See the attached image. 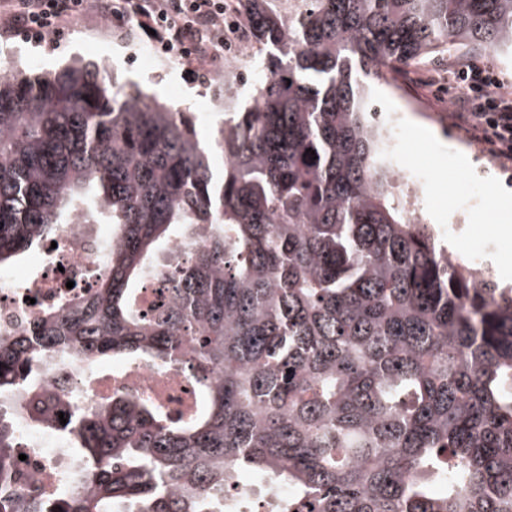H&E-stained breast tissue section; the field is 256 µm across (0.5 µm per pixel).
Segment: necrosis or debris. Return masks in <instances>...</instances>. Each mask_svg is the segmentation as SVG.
I'll return each instance as SVG.
<instances>
[{
    "mask_svg": "<svg viewBox=\"0 0 512 512\" xmlns=\"http://www.w3.org/2000/svg\"><path fill=\"white\" fill-rule=\"evenodd\" d=\"M258 75V59L249 45H237L225 57L224 78L230 94H237ZM111 248L112 237L106 227L76 220L65 226L56 248L44 249L33 257L29 269L1 271L0 335H20L40 308L93 283L104 270ZM117 388L152 392L174 410L191 404L194 398L193 388L182 374L160 373L148 367L133 374H107L96 384L102 394ZM22 436L26 458L16 466V481L31 492H43L66 471L73 456L66 441L54 431L28 427Z\"/></svg>",
    "mask_w": 512,
    "mask_h": 512,
    "instance_id": "obj_1",
    "label": "necrosis or debris"
}]
</instances>
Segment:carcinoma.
<instances>
[{
    "mask_svg": "<svg viewBox=\"0 0 512 512\" xmlns=\"http://www.w3.org/2000/svg\"><path fill=\"white\" fill-rule=\"evenodd\" d=\"M238 2L266 78L208 144L99 65L0 76V268L75 215L112 234L87 292L0 337V488L21 424L76 454L0 512H512V289L410 222L371 94L450 49L511 57L512 0ZM111 358L196 402L97 394ZM68 364L88 377L52 387Z\"/></svg>",
    "mask_w": 512,
    "mask_h": 512,
    "instance_id": "carcinoma-1",
    "label": "carcinoma"
}]
</instances>
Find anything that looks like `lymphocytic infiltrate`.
I'll use <instances>...</instances> for the list:
<instances>
[{
	"mask_svg": "<svg viewBox=\"0 0 512 512\" xmlns=\"http://www.w3.org/2000/svg\"><path fill=\"white\" fill-rule=\"evenodd\" d=\"M224 0H0V35L24 30L37 38L57 33L75 19L95 13L125 14L124 33L145 23L161 34L167 51L205 67L224 54ZM491 66L475 61L455 64L448 88L459 125L479 132L498 157L512 160V93Z\"/></svg>",
	"mask_w": 512,
	"mask_h": 512,
	"instance_id": "lymphocytic-infiltrate-1",
	"label": "lymphocytic infiltrate"
}]
</instances>
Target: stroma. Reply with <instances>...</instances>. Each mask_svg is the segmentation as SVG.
<instances>
[{"mask_svg": "<svg viewBox=\"0 0 512 512\" xmlns=\"http://www.w3.org/2000/svg\"><path fill=\"white\" fill-rule=\"evenodd\" d=\"M125 22V17L120 15L104 19L87 15L51 37L42 40L31 37L23 42L14 34L6 43L18 46L20 68L36 74L54 72L75 56L105 65L114 81L126 90H139L186 112L198 136L212 133L224 121V106L219 102L223 89L219 80L203 83L193 65L184 61L166 71L150 70L126 60L128 44L120 35ZM175 87L180 90L176 96L171 93ZM374 95L382 111L393 113L400 120L395 161L401 168L421 176V206L436 241L445 243L453 239L464 254L494 257L493 278L512 284V239L505 240L491 232L494 224H512V209H498L486 194V185L491 182L512 196V161L506 163L495 156L481 160L467 152L462 164L449 165L447 155L436 154L419 134L428 131L461 146L465 143L466 129L450 118L436 122L424 120L420 113L410 111L403 102L393 98L384 86H375ZM204 98L213 102L207 113L197 108L198 101Z\"/></svg>", "mask_w": 512, "mask_h": 512, "instance_id": "35a3bbf8", "label": "stroma"}]
</instances>
